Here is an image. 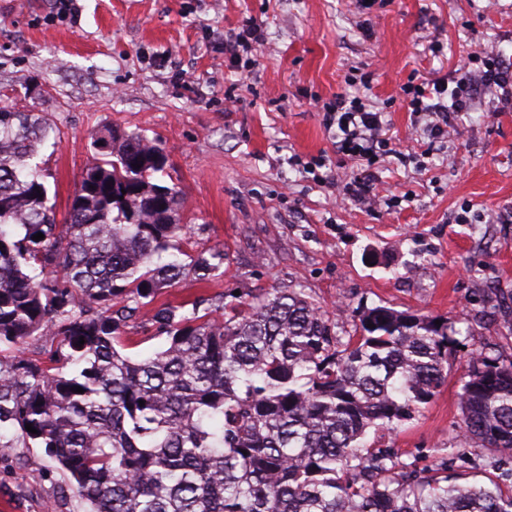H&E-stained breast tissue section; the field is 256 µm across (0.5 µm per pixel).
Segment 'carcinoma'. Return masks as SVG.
I'll return each instance as SVG.
<instances>
[{
	"instance_id": "carcinoma-1",
	"label": "carcinoma",
	"mask_w": 512,
	"mask_h": 512,
	"mask_svg": "<svg viewBox=\"0 0 512 512\" xmlns=\"http://www.w3.org/2000/svg\"><path fill=\"white\" fill-rule=\"evenodd\" d=\"M58 142L43 116L0 107V429L44 448L86 512H512V357L471 353L458 393L460 436L493 463L463 482L437 448L421 472L365 438L433 401L455 324L379 305L343 342L295 288L155 307L224 265L182 249L164 148L100 129L60 222L39 162ZM148 306L166 345L134 360L123 335ZM43 336L60 348L34 361Z\"/></svg>"
}]
</instances>
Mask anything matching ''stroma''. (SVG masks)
Here are the masks:
<instances>
[{"instance_id":"1","label":"stroma","mask_w":512,"mask_h":512,"mask_svg":"<svg viewBox=\"0 0 512 512\" xmlns=\"http://www.w3.org/2000/svg\"><path fill=\"white\" fill-rule=\"evenodd\" d=\"M0 0V106L42 113L61 133L42 152L58 215L97 160L95 133L116 125L156 139L183 192L187 248L224 253L209 282L187 279L158 303L234 290L304 289L340 312L386 305L469 318L447 379L416 419L369 433L426 469L459 438L458 393L471 350L512 353V103L479 96L433 139L409 112L410 77H451L481 48L512 71V0ZM252 17L264 46L250 85L220 36ZM371 74L393 153L378 154L373 204L343 196L360 163L336 151L322 105ZM235 89L233 110L224 92ZM38 446L0 447V512H83Z\"/></svg>"}]
</instances>
